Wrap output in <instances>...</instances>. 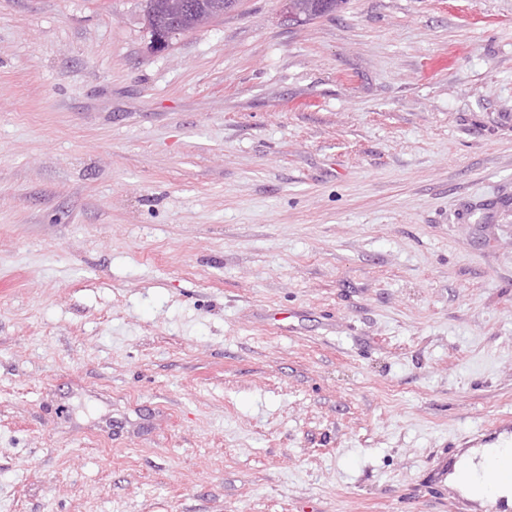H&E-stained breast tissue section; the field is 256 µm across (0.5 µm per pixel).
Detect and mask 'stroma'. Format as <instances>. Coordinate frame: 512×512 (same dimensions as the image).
Listing matches in <instances>:
<instances>
[{"label":"stroma","mask_w":512,"mask_h":512,"mask_svg":"<svg viewBox=\"0 0 512 512\" xmlns=\"http://www.w3.org/2000/svg\"><path fill=\"white\" fill-rule=\"evenodd\" d=\"M0 0V512H487L512 0ZM302 20L310 19V13H332L342 8L346 0H290ZM494 433L486 434L489 438L486 445L478 448H467L456 456L453 469L448 474V483L455 486L461 494L473 502L483 503L489 493H494L502 500L506 508L512 506V478L491 486L486 476L500 469H512V448H503L494 443L503 435V439L512 444L511 414L497 418L493 423ZM501 442V441H498Z\"/></svg>","instance_id":"obj_1"}]
</instances>
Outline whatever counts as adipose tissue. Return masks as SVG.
<instances>
[{"label":"adipose tissue","mask_w":512,"mask_h":512,"mask_svg":"<svg viewBox=\"0 0 512 512\" xmlns=\"http://www.w3.org/2000/svg\"><path fill=\"white\" fill-rule=\"evenodd\" d=\"M512 465V448L486 444L469 448L457 455L448 475L449 484L474 502H483L488 494H495L504 506H512V479L491 485L486 481L489 473Z\"/></svg>","instance_id":"obj_1"}]
</instances>
